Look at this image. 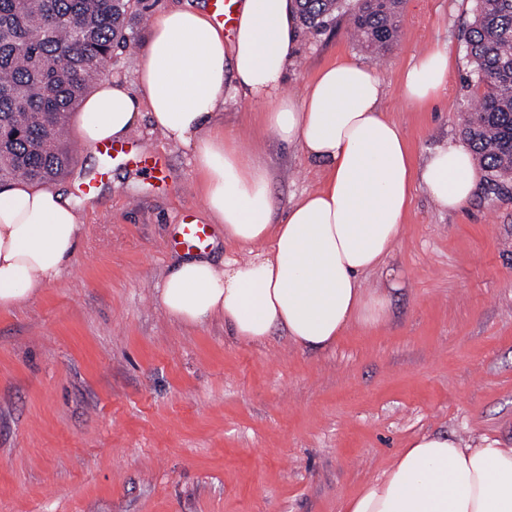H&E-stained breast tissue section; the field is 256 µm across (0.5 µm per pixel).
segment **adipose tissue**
Here are the masks:
<instances>
[{
    "label": "adipose tissue",
    "instance_id": "adipose-tissue-1",
    "mask_svg": "<svg viewBox=\"0 0 512 512\" xmlns=\"http://www.w3.org/2000/svg\"><path fill=\"white\" fill-rule=\"evenodd\" d=\"M225 37L207 0L155 15L138 57L137 87L99 82L81 103L87 146L125 141L141 116L192 156L204 214L239 251L222 261L179 259L160 300L175 320H223L239 341L261 345L275 329L311 349L332 347L353 323L387 313L386 296L365 295L362 277L382 267L403 228L414 182L444 210L464 208L479 187L469 147L447 143L414 167L399 126L379 107L383 79L354 58L323 67L301 100L281 88L294 56L293 0H240ZM233 77L268 105L266 128L301 143L327 169L325 184L276 217L271 172L216 120ZM448 82V53L435 48L404 76L401 94L433 100ZM80 212L62 192L28 182L0 187V309L56 282L74 255ZM340 512H512V448L476 446L445 434L411 438L377 479L344 499Z\"/></svg>",
    "mask_w": 512,
    "mask_h": 512
}]
</instances>
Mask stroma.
I'll return each mask as SVG.
<instances>
[{
  "label": "stroma",
  "instance_id": "stroma-1",
  "mask_svg": "<svg viewBox=\"0 0 512 512\" xmlns=\"http://www.w3.org/2000/svg\"><path fill=\"white\" fill-rule=\"evenodd\" d=\"M108 78L136 85L152 14ZM473 0H404L402 30L383 59L354 43L349 17L300 27L284 95L300 98L321 67L354 57L384 81L380 106L405 134L414 165L463 140L473 102L463 29ZM448 51V83L418 105L404 72ZM262 105L224 86V129L260 151L276 208L318 189L323 165L266 130ZM66 137L75 164L57 189L107 166L95 198H81L80 247L61 278L0 310V512H339L412 436L445 432L512 447V194L479 189L457 211L414 185L406 220L367 293H389L375 327L352 324L311 350L275 331L265 345L230 336L222 320L181 324L161 285L184 217L204 197L188 151L141 118L127 154L103 164ZM160 160L161 178L142 161Z\"/></svg>",
  "mask_w": 512,
  "mask_h": 512
}]
</instances>
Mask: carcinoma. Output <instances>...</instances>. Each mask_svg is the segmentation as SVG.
I'll use <instances>...</instances> for the list:
<instances>
[{
  "mask_svg": "<svg viewBox=\"0 0 512 512\" xmlns=\"http://www.w3.org/2000/svg\"><path fill=\"white\" fill-rule=\"evenodd\" d=\"M465 33V79L474 102L463 136L485 182L512 180V0H474ZM402 0H357L352 38L374 54L393 45ZM317 32L346 13L347 0H295ZM146 0H0V185L49 186L75 162L65 140L72 113L102 66L125 50Z\"/></svg>",
  "mask_w": 512,
  "mask_h": 512,
  "instance_id": "carcinoma-1",
  "label": "carcinoma"
}]
</instances>
